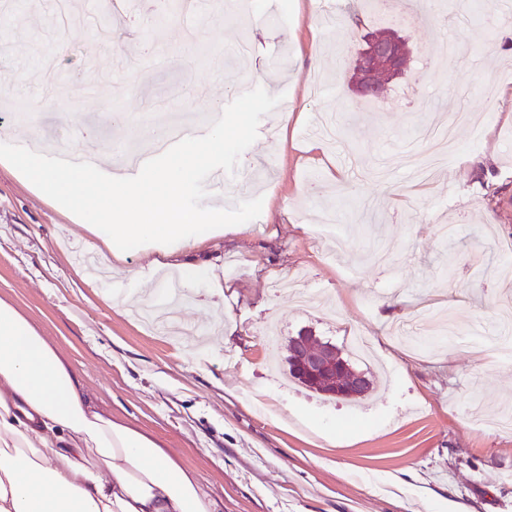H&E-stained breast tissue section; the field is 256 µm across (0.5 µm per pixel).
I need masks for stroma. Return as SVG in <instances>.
Listing matches in <instances>:
<instances>
[{
    "mask_svg": "<svg viewBox=\"0 0 512 512\" xmlns=\"http://www.w3.org/2000/svg\"><path fill=\"white\" fill-rule=\"evenodd\" d=\"M23 2V27L0 18V136L96 149L108 174L117 148L150 153L167 124L224 127L223 152L182 158L198 170L188 202L224 211L223 235L186 260L217 264L224 293L188 290L177 339L106 300L160 289L168 267L137 253L89 277L69 258L88 233L0 159V299L98 407L164 440L224 512H512V431L496 426L512 356L487 349L512 303V22L474 0H391L407 25L366 0H214L145 41L134 23L168 0H71L75 36L56 0ZM390 25L409 68L370 102L348 79ZM459 110L446 167L379 177L418 126ZM330 216L348 239L335 258L316 230ZM448 223L461 230L445 240ZM356 328L368 393L289 380L293 337L343 350Z\"/></svg>",
    "mask_w": 512,
    "mask_h": 512,
    "instance_id": "stroma-1",
    "label": "stroma"
}]
</instances>
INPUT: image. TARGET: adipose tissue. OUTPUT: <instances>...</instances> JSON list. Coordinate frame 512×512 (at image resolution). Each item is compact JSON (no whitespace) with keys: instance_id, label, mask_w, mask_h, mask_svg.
Instances as JSON below:
<instances>
[{"instance_id":"ef3b65f1","label":"adipose tissue","mask_w":512,"mask_h":512,"mask_svg":"<svg viewBox=\"0 0 512 512\" xmlns=\"http://www.w3.org/2000/svg\"><path fill=\"white\" fill-rule=\"evenodd\" d=\"M0 157L93 236L102 257L176 255L223 235L184 199L196 170L100 177L0 142ZM196 473L151 432L103 412L70 362L0 299V512H221Z\"/></svg>"}]
</instances>
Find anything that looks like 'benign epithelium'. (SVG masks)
<instances>
[{"instance_id": "7a95c632", "label": "benign epithelium", "mask_w": 512, "mask_h": 512, "mask_svg": "<svg viewBox=\"0 0 512 512\" xmlns=\"http://www.w3.org/2000/svg\"><path fill=\"white\" fill-rule=\"evenodd\" d=\"M410 50L404 39L389 30L361 52L355 79L363 91L384 87L400 78L408 68ZM293 370L310 384H320L327 394L347 398L362 391L369 380L352 369L331 344H312L300 336L289 345Z\"/></svg>"}]
</instances>
